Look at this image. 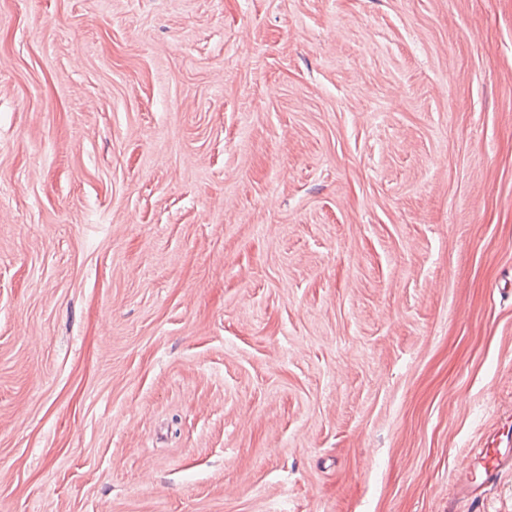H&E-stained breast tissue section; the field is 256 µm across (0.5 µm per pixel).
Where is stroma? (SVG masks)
<instances>
[{
  "label": "stroma",
  "mask_w": 512,
  "mask_h": 512,
  "mask_svg": "<svg viewBox=\"0 0 512 512\" xmlns=\"http://www.w3.org/2000/svg\"><path fill=\"white\" fill-rule=\"evenodd\" d=\"M512 0H0V512H512ZM512 467V448H482L477 454H468L462 461L457 475V499H480L485 488L501 471ZM480 470L479 479L476 470Z\"/></svg>",
  "instance_id": "35a3bbf8"
}]
</instances>
